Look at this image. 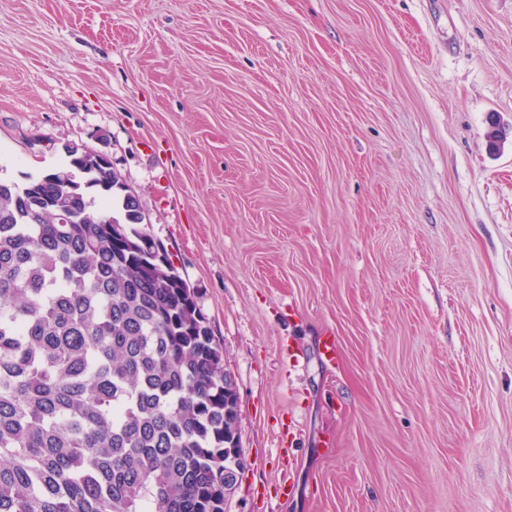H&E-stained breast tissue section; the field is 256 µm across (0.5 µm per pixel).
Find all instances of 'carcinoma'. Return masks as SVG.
Segmentation results:
<instances>
[{
  "mask_svg": "<svg viewBox=\"0 0 512 512\" xmlns=\"http://www.w3.org/2000/svg\"><path fill=\"white\" fill-rule=\"evenodd\" d=\"M66 156L0 180V512H226L223 351L112 161Z\"/></svg>",
  "mask_w": 512,
  "mask_h": 512,
  "instance_id": "obj_1",
  "label": "carcinoma"
}]
</instances>
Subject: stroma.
I'll list each match as a JSON object with an SVG mask.
<instances>
[{
	"label": "stroma",
	"mask_w": 512,
	"mask_h": 512,
	"mask_svg": "<svg viewBox=\"0 0 512 512\" xmlns=\"http://www.w3.org/2000/svg\"><path fill=\"white\" fill-rule=\"evenodd\" d=\"M69 145L224 351L228 512H512V0H0V177Z\"/></svg>",
	"instance_id": "35a3bbf8"
}]
</instances>
